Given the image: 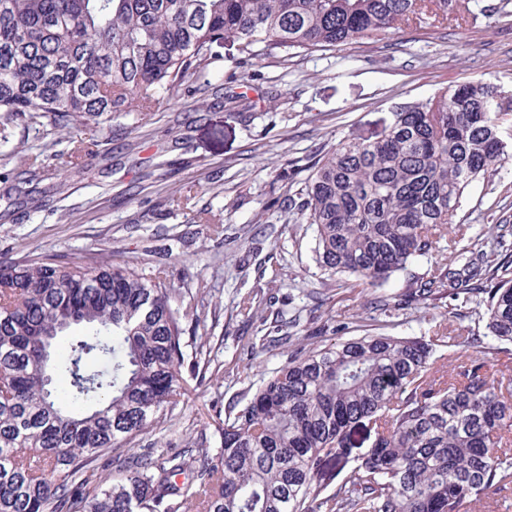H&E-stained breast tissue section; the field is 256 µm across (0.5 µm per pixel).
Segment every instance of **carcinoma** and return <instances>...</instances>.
Instances as JSON below:
<instances>
[{"label":"carcinoma","mask_w":512,"mask_h":512,"mask_svg":"<svg viewBox=\"0 0 512 512\" xmlns=\"http://www.w3.org/2000/svg\"><path fill=\"white\" fill-rule=\"evenodd\" d=\"M459 0H0V134L35 114L76 125L151 112L199 77L211 48L276 49L381 37ZM512 103L462 82L396 107L373 141L339 142L291 208L314 226L326 288L379 289L436 249L465 190L500 165ZM161 269L48 259L0 263V512H472L512 490V389L445 340L374 334L294 350L224 413L221 447L132 442L184 394L185 321ZM483 295L485 332L512 344V228L451 246L375 309ZM74 326L86 333L43 360ZM297 321L267 327L263 347ZM371 427L352 454L351 435ZM183 477L177 482V477Z\"/></svg>","instance_id":"carcinoma-1"}]
</instances>
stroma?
I'll return each instance as SVG.
<instances>
[{"label": "stroma", "instance_id": "stroma-1", "mask_svg": "<svg viewBox=\"0 0 512 512\" xmlns=\"http://www.w3.org/2000/svg\"><path fill=\"white\" fill-rule=\"evenodd\" d=\"M463 22L427 19L394 34L330 50L247 62L237 43L215 47L196 90L161 96L153 112L84 122L92 152L71 153L70 130L48 119L0 138V262L55 255L88 266L126 263L166 270L200 319L184 337L206 366L189 379L171 418L140 448L221 445L219 422L288 349L240 354L263 319L300 315L297 344L372 333L465 336L483 331L481 306L440 301L373 317L372 289L351 281L324 290L314 231L287 220L288 200L318 154L338 141L380 133L395 106L465 80L512 98V0H465ZM249 107L230 112L228 97ZM512 225V158L464 193L446 241L493 242ZM272 294L253 317L237 307L255 288ZM238 368L226 377L229 368Z\"/></svg>", "mask_w": 512, "mask_h": 512}]
</instances>
